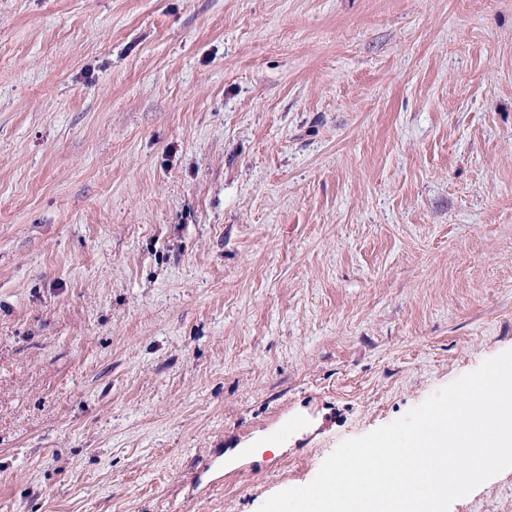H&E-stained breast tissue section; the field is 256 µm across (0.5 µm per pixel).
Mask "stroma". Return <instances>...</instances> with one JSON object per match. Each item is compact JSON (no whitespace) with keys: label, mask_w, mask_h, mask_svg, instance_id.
Here are the masks:
<instances>
[{"label":"stroma","mask_w":512,"mask_h":512,"mask_svg":"<svg viewBox=\"0 0 512 512\" xmlns=\"http://www.w3.org/2000/svg\"><path fill=\"white\" fill-rule=\"evenodd\" d=\"M511 349L512 0H0V512H259Z\"/></svg>","instance_id":"obj_1"}]
</instances>
